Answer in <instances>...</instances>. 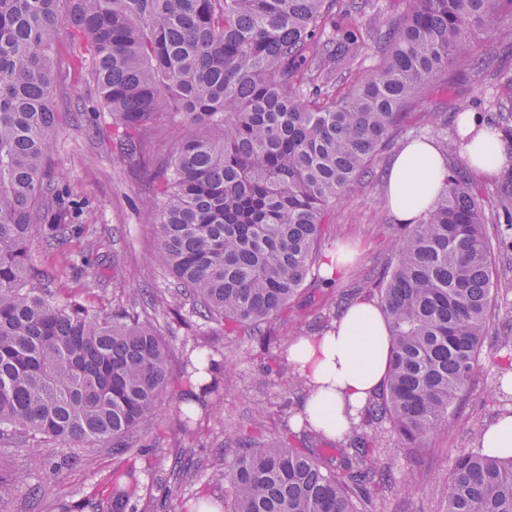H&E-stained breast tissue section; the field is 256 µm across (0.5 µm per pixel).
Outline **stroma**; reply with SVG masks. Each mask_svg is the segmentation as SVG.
Wrapping results in <instances>:
<instances>
[{"label":"stroma","mask_w":512,"mask_h":512,"mask_svg":"<svg viewBox=\"0 0 512 512\" xmlns=\"http://www.w3.org/2000/svg\"><path fill=\"white\" fill-rule=\"evenodd\" d=\"M473 50V61L455 63L442 81L423 90L420 102L409 109L406 126L396 131L369 180L330 209L321 250L348 248L352 266L335 286L307 283L287 316L273 321L274 343L266 347L250 336L225 335L223 326L215 322L197 319L186 327L170 322L167 312L157 311L174 352L173 372H180L183 361L202 344L217 361H234L236 375L224 393L223 416L198 413L200 432L194 438L182 435L174 412L173 402L185 388L172 386V401L162 406L150 430L162 451L139 468V512H179L184 500L193 497L213 512H224L226 437L239 434L270 441L289 430L302 432L296 413L307 393L284 392L277 376L266 370L268 358L282 355L298 337L319 335L335 326L332 313L340 298L361 300L364 276L386 264L398 222L387 203L386 175L403 143L429 137L431 113L464 107L494 122L499 115L489 110V101L512 102V40L482 32L476 35ZM54 66L58 111H65L76 96H95L90 61L78 42L62 38L55 48ZM48 175L73 191L72 197L57 203L64 222L73 227L64 244L47 245L38 234L30 248L32 264L48 276L55 297H76L91 308L109 310L127 304L134 289L175 288V279L157 259L159 228L142 218L150 199L148 182L119 161L108 113L85 112L67 120L59 130ZM511 356L512 345L504 346L493 336L486 339L482 370L474 377L468 397L423 448L404 447L396 434L385 431L371 463L390 467L397 478L408 479L411 488L369 487L372 512H444L457 457L478 448L482 432L502 414L512 413V402L504 401L498 390L499 373ZM74 455L80 461L69 466L63 483L49 495L32 498L30 488L48 484L54 466ZM179 456L196 462L191 477L172 474L171 463ZM123 464V456L106 448L75 450L48 442L33 452L0 443V473L22 478L24 485L0 512H92V502Z\"/></svg>","instance_id":"stroma-1"}]
</instances>
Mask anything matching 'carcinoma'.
<instances>
[{
	"label": "carcinoma",
	"mask_w": 512,
	"mask_h": 512,
	"mask_svg": "<svg viewBox=\"0 0 512 512\" xmlns=\"http://www.w3.org/2000/svg\"><path fill=\"white\" fill-rule=\"evenodd\" d=\"M369 0H0V441L110 448L143 458L145 427L171 389L172 352L134 310L111 315L55 298L35 282L29 243L49 220L59 184L46 168L61 124L54 104L57 32L84 40L112 137L144 170L160 225L159 259L180 288L146 292L153 306L179 297L224 332L271 342L307 280L329 205L371 174L427 84L468 54L475 35L512 16V0H408L376 45L381 62L346 92L329 75L368 45L357 18ZM341 23H336V19ZM332 33L318 36L319 23ZM193 129L155 161L143 141L160 121ZM448 173L431 207L399 225L387 267L372 276L390 332L382 391L363 424L409 448L448 424L479 370L499 296L495 247L512 251V179L493 216L464 171ZM51 221V220H49ZM61 240L69 225L48 227ZM179 427L230 385L212 364L187 359ZM378 438L355 433L325 462L289 433L241 444L224 459L228 512H368L370 485H391L367 464ZM137 468L113 474L93 512H126ZM446 512H512V456H459Z\"/></svg>",
	"instance_id": "obj_1"
}]
</instances>
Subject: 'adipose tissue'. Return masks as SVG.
Returning a JSON list of instances; mask_svg holds the SVG:
<instances>
[{"label": "adipose tissue", "mask_w": 512, "mask_h": 512, "mask_svg": "<svg viewBox=\"0 0 512 512\" xmlns=\"http://www.w3.org/2000/svg\"><path fill=\"white\" fill-rule=\"evenodd\" d=\"M474 140L467 154L470 166L491 176L505 157L497 137L489 135L480 117L466 118ZM448 167L434 141L415 140L395 158L388 176V202L400 223H414L435 201ZM390 333L381 309L361 300L352 304L336 326L320 336L302 337L289 345L287 359L309 389L301 412L323 435L345 436L357 412L386 380Z\"/></svg>", "instance_id": "obj_1"}]
</instances>
